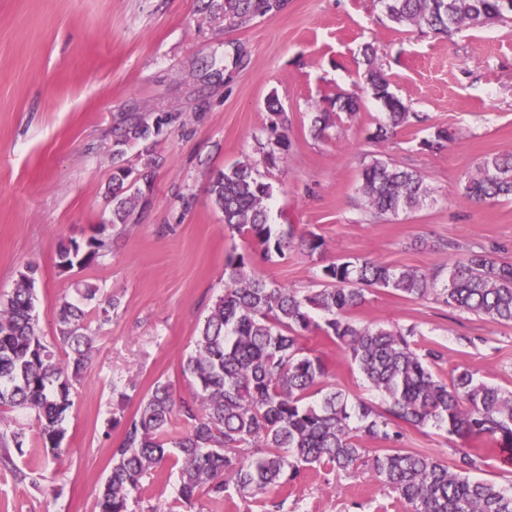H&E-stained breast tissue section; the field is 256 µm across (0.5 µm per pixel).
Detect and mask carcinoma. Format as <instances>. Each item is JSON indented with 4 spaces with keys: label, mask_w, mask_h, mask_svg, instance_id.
<instances>
[{
    "label": "carcinoma",
    "mask_w": 512,
    "mask_h": 512,
    "mask_svg": "<svg viewBox=\"0 0 512 512\" xmlns=\"http://www.w3.org/2000/svg\"><path fill=\"white\" fill-rule=\"evenodd\" d=\"M389 20L408 31L427 29L451 37L512 15L506 0H381ZM284 0H224V17L243 24L251 17L278 12ZM364 55L366 82L386 110L379 126L384 138L398 127L423 123L389 90L374 66V48ZM330 112H319L313 130L320 135L344 112L359 110L357 99L338 94L327 99ZM279 118L272 123L269 166L277 151L288 150V118L278 100H268ZM166 117L149 123L132 115L115 141L124 146L160 131ZM157 161L146 159L136 170L117 168L108 192L112 223L126 224L143 199L140 185L150 186ZM361 206L375 217L411 214L431 196L419 171L375 159L361 172ZM214 206L224 226L250 243V250L228 257L224 293L211 305L194 336V348L182 362L191 382L190 399L175 398L172 386L156 381L137 411L125 421L120 441L109 448L112 467L95 503V512H136L146 483L168 458L178 465L176 503L191 506L199 498L234 503V496L263 503L288 482L315 467L350 472L370 459L379 482L408 506L409 512H512V488L476 479L491 452L485 444L512 450V391L478 380L456 367L446 380L431 364L443 355L419 352L411 338L415 327L387 328L361 324L351 317L363 306L365 292L384 288L409 299L433 298L479 317L512 323V263L485 250L449 243L448 264L422 271L396 268L375 258H338L322 267L324 287L303 294L279 287L256 271L260 261L282 256L293 244V232L269 224L272 185L248 162H240L210 181ZM471 202L512 199V151L486 158L463 184ZM105 248L101 231L84 242L60 243L63 272L93 264ZM32 265L19 272L14 288L0 299V413L25 410L34 417L36 437L57 447L60 425L71 408L75 384L90 360L93 337L88 312L63 299L53 310L59 348L66 362L44 343L35 314ZM323 314L315 321L311 311ZM310 333L334 341L354 364L381 404L348 402L326 383L328 367L303 345ZM433 427L462 441L454 468L434 455L398 446L402 429ZM376 441L375 450L365 443ZM30 437L24 427L0 431V461L12 463V452L24 454ZM20 480L45 495L55 494L39 469L20 473Z\"/></svg>",
    "instance_id": "cac0c4a2"
}]
</instances>
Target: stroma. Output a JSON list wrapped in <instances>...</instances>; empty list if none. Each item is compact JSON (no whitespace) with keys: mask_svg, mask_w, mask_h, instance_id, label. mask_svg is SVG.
<instances>
[{"mask_svg":"<svg viewBox=\"0 0 512 512\" xmlns=\"http://www.w3.org/2000/svg\"><path fill=\"white\" fill-rule=\"evenodd\" d=\"M224 0H0V298L19 271L37 269L35 310L47 344L56 342L51 311L77 299L88 281L99 299L120 306L93 329V352L62 424L58 449H40L56 496H43L15 476L30 455L0 466V512H94L110 471L109 448L157 379L176 397L191 398L180 363L208 309L224 291L230 254L247 250L209 194L212 175L263 159L277 97L288 117L289 147L263 170L273 186L270 221L311 231L326 250L300 248L262 264L277 285L320 289V270L339 257H375L398 268L447 264L446 242L483 248L512 263V200L470 202L462 185L492 155L512 150V19L467 29L446 40L396 28L379 0H285L275 14L243 25L224 19ZM391 92L425 123L375 136L384 110L365 79L363 48ZM247 54L238 69L236 50ZM352 93L354 117L317 136L311 130L328 95ZM170 121L149 140L113 156L126 117ZM444 128L453 138L424 148ZM159 161L154 183L127 225L113 224L107 193L116 162L136 168ZM384 159L422 172L432 199L410 215L376 219L360 205L364 165ZM103 228L97 261L71 274L57 268L61 241H81ZM362 323L416 326L417 350L444 359L512 391V324L478 317L433 299H406L385 289L366 295L354 313ZM304 346L329 369V384L369 402L357 369L327 337ZM401 447L455 458L460 442L427 427L404 428ZM279 512H407L369 472L318 469L279 496Z\"/></svg>","mask_w":512,"mask_h":512,"instance_id":"35a3bbf8","label":"stroma"}]
</instances>
